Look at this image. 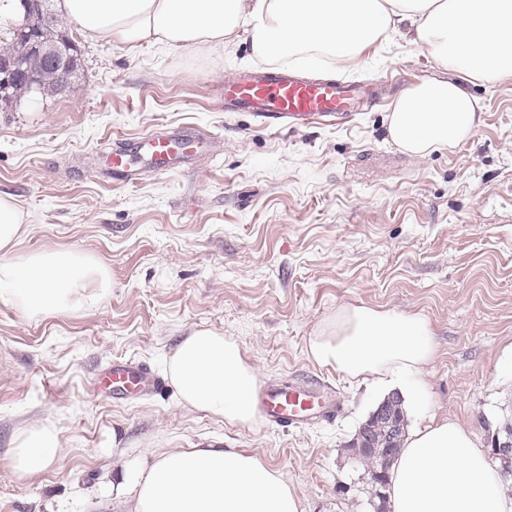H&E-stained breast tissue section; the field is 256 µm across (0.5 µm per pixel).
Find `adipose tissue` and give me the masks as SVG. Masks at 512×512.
<instances>
[{
  "instance_id": "1",
  "label": "adipose tissue",
  "mask_w": 512,
  "mask_h": 512,
  "mask_svg": "<svg viewBox=\"0 0 512 512\" xmlns=\"http://www.w3.org/2000/svg\"><path fill=\"white\" fill-rule=\"evenodd\" d=\"M59 10L87 39L133 51L214 52L244 37L261 60L302 65L342 64L411 31L440 74L395 99L388 134L417 156L455 149L480 126L484 106L470 85L512 78V0H60ZM24 224L18 202L0 195V303L28 317L98 304L111 286L108 269L78 251L16 254ZM308 352L345 377L398 389L415 411L427 405L422 370L435 346L420 315L346 304L310 336ZM165 366L183 404L230 425H255L262 380L232 337L195 331ZM59 453L56 430L34 426L15 435L10 465L33 475ZM502 483L470 431L432 420L406 437L388 494L392 512H512ZM112 492L132 497L133 512H303L280 471L237 448L129 460Z\"/></svg>"
}]
</instances>
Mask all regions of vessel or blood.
I'll return each instance as SVG.
<instances>
[{
  "instance_id": "obj_1",
  "label": "vessel or blood",
  "mask_w": 512,
  "mask_h": 512,
  "mask_svg": "<svg viewBox=\"0 0 512 512\" xmlns=\"http://www.w3.org/2000/svg\"><path fill=\"white\" fill-rule=\"evenodd\" d=\"M372 95L370 88L356 82L304 78L288 68L259 67L225 81L224 109L252 113L265 129L279 131L343 122ZM207 147L203 133L160 126L137 140L116 141L106 156V169L133 181L145 169L163 174L191 168ZM162 384L147 366L125 360L113 361L97 378L99 390L117 400L147 394ZM257 404L262 420L283 430L334 415L317 389L291 383L267 384L258 393Z\"/></svg>"
}]
</instances>
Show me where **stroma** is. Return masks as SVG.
Wrapping results in <instances>:
<instances>
[{
  "label": "stroma",
  "mask_w": 512,
  "mask_h": 512,
  "mask_svg": "<svg viewBox=\"0 0 512 512\" xmlns=\"http://www.w3.org/2000/svg\"><path fill=\"white\" fill-rule=\"evenodd\" d=\"M76 41L80 74L65 93L0 112V194L29 224L17 254L88 253L112 286L97 306L38 318L0 303V512H128L110 492L127 460L207 447L280 470L304 512H375L369 468L347 445L377 391L307 352L344 304L425 317L431 411L490 448L512 418V78L471 86L485 106L475 134L419 157L387 133L395 98L437 72L407 40L316 68L375 87V105L277 132L223 109L225 78L257 64L247 41L198 54ZM160 125L214 142L190 171L134 184L100 172L113 139ZM201 329L235 338L263 382L333 387L335 421L243 428L182 405L170 384L122 403L93 389L115 360L163 373ZM37 425L54 426L63 451L21 478L12 441Z\"/></svg>",
  "instance_id": "35a3bbf8"
}]
</instances>
